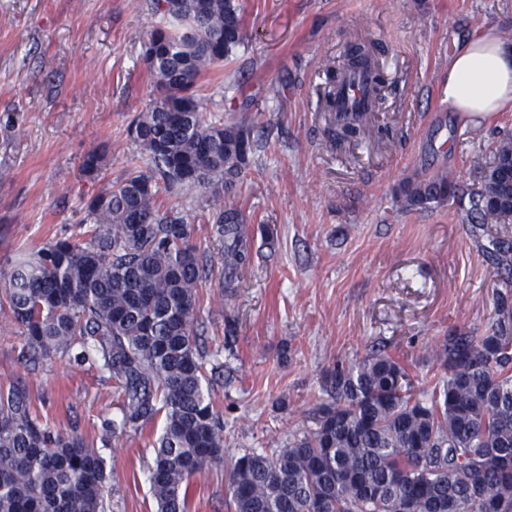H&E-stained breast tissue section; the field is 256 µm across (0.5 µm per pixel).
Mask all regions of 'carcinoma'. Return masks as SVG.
Instances as JSON below:
<instances>
[{"label":"carcinoma","instance_id":"obj_1","mask_svg":"<svg viewBox=\"0 0 512 512\" xmlns=\"http://www.w3.org/2000/svg\"><path fill=\"white\" fill-rule=\"evenodd\" d=\"M159 17L142 55L154 98L128 125L138 147L128 171L90 198L79 237L48 240L0 274V319L26 337L29 362L52 353L82 364L98 357L122 382V420L103 443L161 414L149 467L158 512H186L183 486L224 460V423L205 392L194 325L206 253L191 217L159 196L199 189L220 198L245 173L258 141L253 120L224 122L203 107L199 80L243 44L239 0H152ZM360 38L346 62L325 70L328 107L343 73L375 61ZM337 139L356 142L369 118L335 117ZM107 148L87 152L82 176L96 180ZM474 224H512V137L466 193ZM460 199L448 173L405 179L398 199L427 210ZM231 293L252 253L240 212L208 219ZM444 376L428 400L405 365L382 350L336 363L312 426L270 453L231 462L225 494L235 512H512V327L484 336L455 330L435 353ZM106 459L78 432L54 434L26 394L0 390V512H105Z\"/></svg>","mask_w":512,"mask_h":512}]
</instances>
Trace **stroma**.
I'll return each instance as SVG.
<instances>
[{
    "mask_svg": "<svg viewBox=\"0 0 512 512\" xmlns=\"http://www.w3.org/2000/svg\"><path fill=\"white\" fill-rule=\"evenodd\" d=\"M244 43L203 75L205 106L255 118L252 162L224 202L239 209L252 250L233 297L209 239L211 202L162 193L194 215L212 271L196 316L209 390L224 422V457L284 447L310 426L336 362L383 348L432 391L434 352L449 331L482 336L512 314V224H471L456 202L402 209L400 182L447 171L480 184L512 112L468 125L444 100L448 58L482 24L512 30V0H240ZM157 23L150 0H0V270L49 239L78 234L102 182L136 152L126 129L154 96L141 63ZM373 42L386 78L382 135L339 148L324 129L316 86L357 38ZM107 146L101 181L79 173ZM234 319L232 344L224 342ZM25 338L0 322V387H18L57 433H81L107 460L106 512H157L149 466L163 419L127 428L116 379L101 362L23 357ZM187 512H232L225 469L191 479Z\"/></svg>",
    "mask_w": 512,
    "mask_h": 512,
    "instance_id": "obj_1",
    "label": "stroma"
}]
</instances>
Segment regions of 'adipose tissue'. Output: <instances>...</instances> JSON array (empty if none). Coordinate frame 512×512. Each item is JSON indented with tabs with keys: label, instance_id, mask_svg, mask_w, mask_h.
Segmentation results:
<instances>
[{
	"label": "adipose tissue",
	"instance_id": "1",
	"mask_svg": "<svg viewBox=\"0 0 512 512\" xmlns=\"http://www.w3.org/2000/svg\"><path fill=\"white\" fill-rule=\"evenodd\" d=\"M446 94L449 107L476 124L512 112V42L490 26L475 31L448 58Z\"/></svg>",
	"mask_w": 512,
	"mask_h": 512
}]
</instances>
